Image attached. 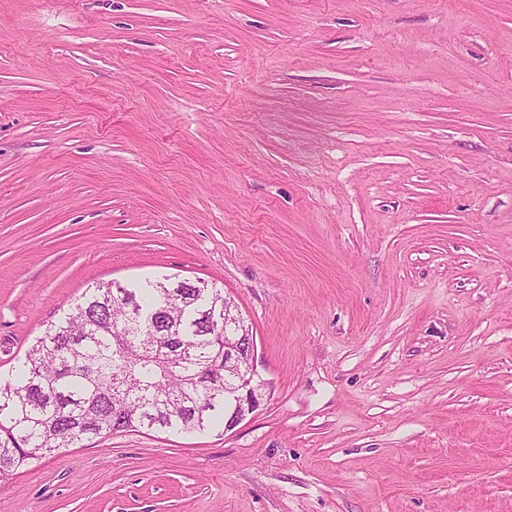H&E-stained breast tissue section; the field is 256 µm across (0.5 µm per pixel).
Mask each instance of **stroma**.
<instances>
[{
  "mask_svg": "<svg viewBox=\"0 0 512 512\" xmlns=\"http://www.w3.org/2000/svg\"><path fill=\"white\" fill-rule=\"evenodd\" d=\"M166 275L234 299L259 409L0 512H512V0H0V377Z\"/></svg>",
  "mask_w": 512,
  "mask_h": 512,
  "instance_id": "1",
  "label": "stroma"
}]
</instances>
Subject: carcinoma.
<instances>
[{"label": "carcinoma", "mask_w": 512, "mask_h": 512, "mask_svg": "<svg viewBox=\"0 0 512 512\" xmlns=\"http://www.w3.org/2000/svg\"><path fill=\"white\" fill-rule=\"evenodd\" d=\"M224 290L186 280L97 284L0 382V479L126 430L224 431Z\"/></svg>", "instance_id": "carcinoma-1"}]
</instances>
